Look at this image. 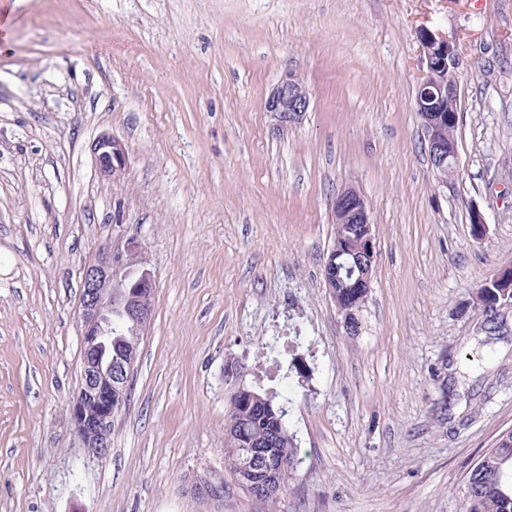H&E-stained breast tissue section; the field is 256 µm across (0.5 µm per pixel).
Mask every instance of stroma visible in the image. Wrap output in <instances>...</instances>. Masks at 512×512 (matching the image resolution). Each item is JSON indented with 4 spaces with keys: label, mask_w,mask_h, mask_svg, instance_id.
<instances>
[{
    "label": "stroma",
    "mask_w": 512,
    "mask_h": 512,
    "mask_svg": "<svg viewBox=\"0 0 512 512\" xmlns=\"http://www.w3.org/2000/svg\"><path fill=\"white\" fill-rule=\"evenodd\" d=\"M1 27L0 512H464L512 428V305L472 304L512 264V0H0ZM424 29L460 50L444 184L413 106ZM288 71L310 107L279 131ZM104 134L129 151L117 183ZM347 186L378 243L354 337L322 272ZM132 237L152 320L90 462L68 411L80 271ZM242 386L300 447L273 511L224 461ZM199 474L223 508L187 493ZM96 165L104 180L119 182L127 173L128 150L116 136H101L94 145Z\"/></svg>",
    "instance_id": "stroma-1"
}]
</instances>
